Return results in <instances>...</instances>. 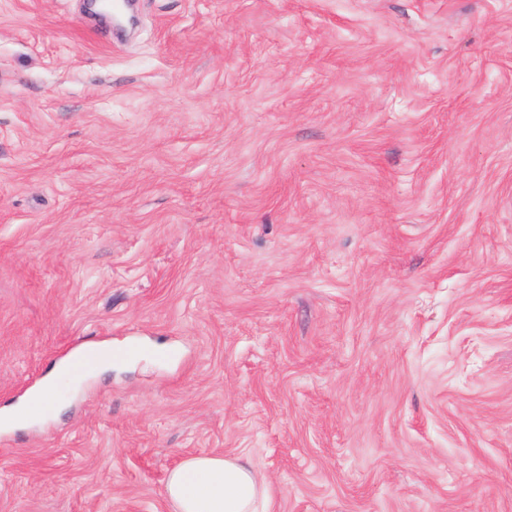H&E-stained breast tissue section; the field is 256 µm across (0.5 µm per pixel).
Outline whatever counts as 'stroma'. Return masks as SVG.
Returning <instances> with one entry per match:
<instances>
[{
  "label": "stroma",
  "instance_id": "35a3bbf8",
  "mask_svg": "<svg viewBox=\"0 0 512 512\" xmlns=\"http://www.w3.org/2000/svg\"><path fill=\"white\" fill-rule=\"evenodd\" d=\"M0 0V512H512V0ZM165 493L176 512L259 511L271 498L268 484L247 457L193 456L172 469Z\"/></svg>",
  "mask_w": 512,
  "mask_h": 512
}]
</instances>
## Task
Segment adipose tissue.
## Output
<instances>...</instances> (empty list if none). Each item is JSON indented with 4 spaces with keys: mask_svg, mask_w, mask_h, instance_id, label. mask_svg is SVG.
Returning a JSON list of instances; mask_svg holds the SVG:
<instances>
[{
    "mask_svg": "<svg viewBox=\"0 0 512 512\" xmlns=\"http://www.w3.org/2000/svg\"><path fill=\"white\" fill-rule=\"evenodd\" d=\"M165 493L176 512H259L271 490L246 457L193 456L172 469Z\"/></svg>",
    "mask_w": 512,
    "mask_h": 512,
    "instance_id": "1",
    "label": "adipose tissue"
}]
</instances>
